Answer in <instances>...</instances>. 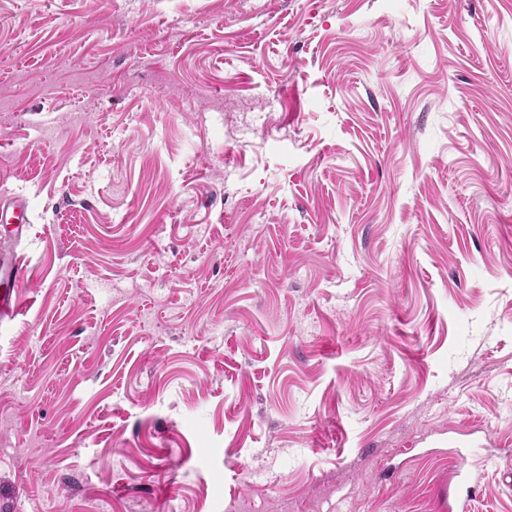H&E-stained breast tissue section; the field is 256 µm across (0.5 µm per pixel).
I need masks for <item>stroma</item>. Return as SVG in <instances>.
Returning a JSON list of instances; mask_svg holds the SVG:
<instances>
[{
  "instance_id": "stroma-1",
  "label": "stroma",
  "mask_w": 512,
  "mask_h": 512,
  "mask_svg": "<svg viewBox=\"0 0 512 512\" xmlns=\"http://www.w3.org/2000/svg\"><path fill=\"white\" fill-rule=\"evenodd\" d=\"M510 185L512 0H0V512H512ZM0 221L12 225L8 239L20 240L26 237L30 223L26 200L18 195L1 197ZM33 283L30 264L21 256H0V284L7 286L0 291V323L23 311L29 302L23 288H32Z\"/></svg>"
}]
</instances>
